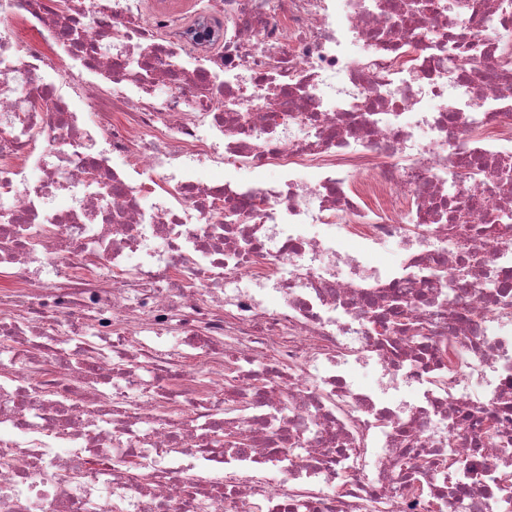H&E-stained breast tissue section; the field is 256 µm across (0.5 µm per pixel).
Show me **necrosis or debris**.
<instances>
[{"mask_svg": "<svg viewBox=\"0 0 512 512\" xmlns=\"http://www.w3.org/2000/svg\"><path fill=\"white\" fill-rule=\"evenodd\" d=\"M202 14L0 0V512H512V0Z\"/></svg>", "mask_w": 512, "mask_h": 512, "instance_id": "necrosis-or-debris-1", "label": "necrosis or debris"}]
</instances>
